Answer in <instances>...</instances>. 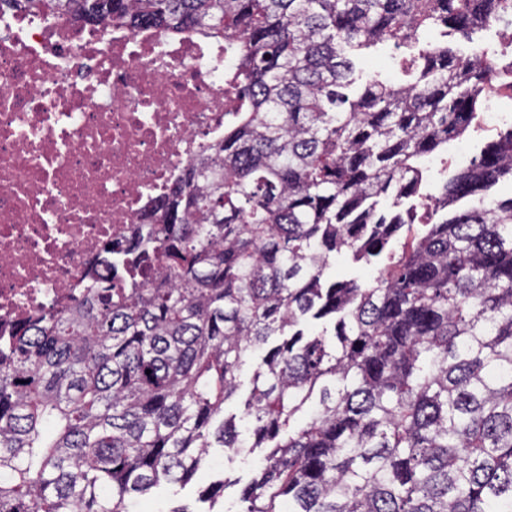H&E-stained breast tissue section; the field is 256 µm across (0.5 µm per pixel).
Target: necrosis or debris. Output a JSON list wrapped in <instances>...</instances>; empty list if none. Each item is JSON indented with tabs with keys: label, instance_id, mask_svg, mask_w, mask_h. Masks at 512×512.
I'll return each instance as SVG.
<instances>
[{
	"label": "necrosis or debris",
	"instance_id": "obj_1",
	"mask_svg": "<svg viewBox=\"0 0 512 512\" xmlns=\"http://www.w3.org/2000/svg\"><path fill=\"white\" fill-rule=\"evenodd\" d=\"M199 34L0 7V336L108 278L103 243L216 138L236 98Z\"/></svg>",
	"mask_w": 512,
	"mask_h": 512
}]
</instances>
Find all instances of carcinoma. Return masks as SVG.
<instances>
[{
    "label": "carcinoma",
    "mask_w": 512,
    "mask_h": 512,
    "mask_svg": "<svg viewBox=\"0 0 512 512\" xmlns=\"http://www.w3.org/2000/svg\"><path fill=\"white\" fill-rule=\"evenodd\" d=\"M11 4L222 41L240 103L105 247L121 279L0 344V512H130L213 448L266 449L241 512H512V196L448 213L512 177V129L442 181L436 221L379 276L326 279L341 250L379 256L409 223L397 207L493 79L490 60L427 44L414 82L352 97L348 51L512 27V0Z\"/></svg>",
    "instance_id": "obj_1"
}]
</instances>
